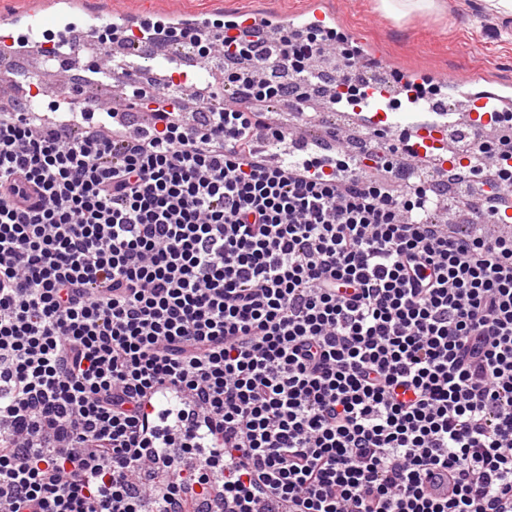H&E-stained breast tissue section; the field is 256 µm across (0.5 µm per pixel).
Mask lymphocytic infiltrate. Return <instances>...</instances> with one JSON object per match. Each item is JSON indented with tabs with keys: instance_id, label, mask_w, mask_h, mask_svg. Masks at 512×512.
<instances>
[{
	"instance_id": "lymphocytic-infiltrate-1",
	"label": "lymphocytic infiltrate",
	"mask_w": 512,
	"mask_h": 512,
	"mask_svg": "<svg viewBox=\"0 0 512 512\" xmlns=\"http://www.w3.org/2000/svg\"><path fill=\"white\" fill-rule=\"evenodd\" d=\"M148 26L232 62L132 125L0 101V512H512V236L347 149L259 152L342 39ZM468 171L512 188V114ZM448 492H436L440 473Z\"/></svg>"
}]
</instances>
